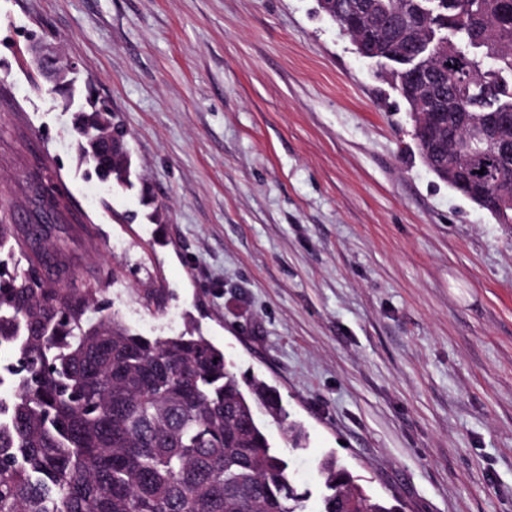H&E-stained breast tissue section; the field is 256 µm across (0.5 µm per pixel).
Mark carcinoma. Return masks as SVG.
Here are the masks:
<instances>
[{
	"label": "carcinoma",
	"instance_id": "obj_1",
	"mask_svg": "<svg viewBox=\"0 0 512 512\" xmlns=\"http://www.w3.org/2000/svg\"><path fill=\"white\" fill-rule=\"evenodd\" d=\"M317 0L338 26L354 14L370 59L388 68L414 123L402 56L428 41V96L449 132L457 119L512 111V0ZM79 153L112 141L113 185L131 184L128 132L117 116L84 114ZM493 196L512 192V146L458 137ZM26 257L27 267L21 266ZM0 221V512H305L288 462L255 419L265 411L299 445L277 392L239 377L204 336H142L78 284L68 266L43 271ZM317 512H398L354 484L335 455L321 463Z\"/></svg>",
	"mask_w": 512,
	"mask_h": 512
}]
</instances>
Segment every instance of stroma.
<instances>
[{
  "instance_id": "obj_1",
  "label": "stroma",
  "mask_w": 512,
  "mask_h": 512,
  "mask_svg": "<svg viewBox=\"0 0 512 512\" xmlns=\"http://www.w3.org/2000/svg\"><path fill=\"white\" fill-rule=\"evenodd\" d=\"M33 40L119 115L132 187L80 166ZM0 221L54 225L134 332L273 386L309 512L330 453L400 512H512V225L428 172L316 0H0Z\"/></svg>"
}]
</instances>
